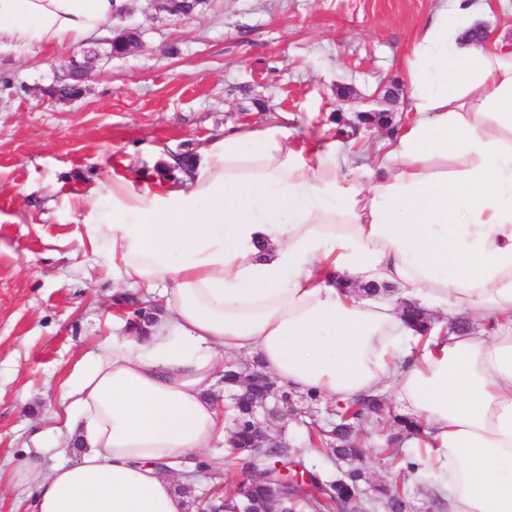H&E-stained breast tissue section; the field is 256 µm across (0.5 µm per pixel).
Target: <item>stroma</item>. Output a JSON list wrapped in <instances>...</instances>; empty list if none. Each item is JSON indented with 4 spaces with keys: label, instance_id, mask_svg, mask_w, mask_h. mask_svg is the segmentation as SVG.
I'll return each instance as SVG.
<instances>
[{
    "label": "stroma",
    "instance_id": "35a3bbf8",
    "mask_svg": "<svg viewBox=\"0 0 512 512\" xmlns=\"http://www.w3.org/2000/svg\"><path fill=\"white\" fill-rule=\"evenodd\" d=\"M437 0H211L204 12L174 16L134 0L128 27L140 41L120 57L106 41L67 50H0V512H27V487L11 471L31 455L45 469L65 413L63 383L74 364L126 316L117 296L150 302L142 288L114 293L77 224L74 196L128 175L170 174L169 158L199 153L229 123L258 124L278 111L297 115L292 140L322 138L360 148L368 163L411 107L405 61ZM87 62L80 97L43 91L71 60ZM403 92L385 104L388 126L338 134L331 116L357 120L359 99L381 82ZM370 484L406 491L408 512H425L429 488L388 465L384 439L368 426ZM209 466L195 480V503L238 485L224 443L199 453Z\"/></svg>",
    "mask_w": 512,
    "mask_h": 512
}]
</instances>
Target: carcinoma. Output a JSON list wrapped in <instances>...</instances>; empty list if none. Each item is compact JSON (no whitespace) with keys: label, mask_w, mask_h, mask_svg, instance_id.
I'll return each mask as SVG.
<instances>
[{"label":"carcinoma","mask_w":512,"mask_h":512,"mask_svg":"<svg viewBox=\"0 0 512 512\" xmlns=\"http://www.w3.org/2000/svg\"><path fill=\"white\" fill-rule=\"evenodd\" d=\"M80 93L77 80L70 79L47 88L51 98H68ZM224 391L230 401V434L225 440L224 464L246 475V479L205 501L200 512H238L248 500L253 512H266L282 506L287 512H301L305 506L312 512H344L346 509H369V495L364 487L366 477L359 461L364 456V427L370 419L380 417L385 397L375 391L350 402L335 404V420L328 427L315 426L298 417L306 427L308 443L322 457L336 463L349 464L333 476L326 471H307L309 479L298 485L281 481L278 468L300 465L296 450L288 438L271 435L261 428L254 416L262 407L276 412L279 405L291 400L288 388L279 386L261 368L247 373L239 371L233 360L224 363ZM374 499L384 512H407L408 504L397 486L373 488Z\"/></svg>","instance_id":"cac0c4a2"}]
</instances>
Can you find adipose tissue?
Returning a JSON list of instances; mask_svg holds the SVG:
<instances>
[{"label":"adipose tissue","instance_id":"adipose-tissue-1","mask_svg":"<svg viewBox=\"0 0 512 512\" xmlns=\"http://www.w3.org/2000/svg\"><path fill=\"white\" fill-rule=\"evenodd\" d=\"M130 0H0V48L97 42ZM476 0H439L406 59L415 115L356 176L290 140L291 114L225 127L186 183L113 175L75 201L101 266L158 289L147 332L100 342L64 384L65 460L13 478L31 512H187L160 462L210 447L218 356L289 389H391L448 512H512V51ZM385 286L374 297L357 284ZM439 311L429 330L400 302ZM481 314L479 327L451 322Z\"/></svg>","mask_w":512,"mask_h":512}]
</instances>
